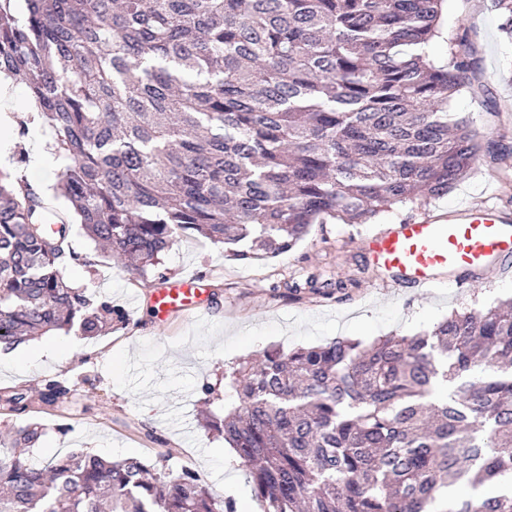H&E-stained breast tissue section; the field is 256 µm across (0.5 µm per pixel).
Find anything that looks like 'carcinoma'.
<instances>
[{
    "mask_svg": "<svg viewBox=\"0 0 512 512\" xmlns=\"http://www.w3.org/2000/svg\"><path fill=\"white\" fill-rule=\"evenodd\" d=\"M445 0H0V75L23 79L65 162L57 192L87 236L142 278L197 233L234 260L274 257L315 224H366L448 194L482 143L449 110L472 48L429 58ZM0 176V350L125 323L67 280L70 225ZM339 272L285 282L331 296ZM238 404L208 428L249 467L264 512H512V302L416 335L349 338L245 358ZM48 380L3 411L71 407ZM37 423L0 440V512H236L191 473L84 450L21 458ZM461 480L474 493L448 499Z\"/></svg>",
    "mask_w": 512,
    "mask_h": 512,
    "instance_id": "obj_1",
    "label": "carcinoma"
}]
</instances>
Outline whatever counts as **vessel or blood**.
Masks as SVG:
<instances>
[{
    "label": "vessel or blood",
    "instance_id": "b4317fda",
    "mask_svg": "<svg viewBox=\"0 0 512 512\" xmlns=\"http://www.w3.org/2000/svg\"><path fill=\"white\" fill-rule=\"evenodd\" d=\"M363 245L393 281L423 293L439 287L442 273L466 277L501 271L512 259V216L493 204L469 206L448 217L404 221L367 236ZM158 326L170 319L200 317L209 310V291L197 274L167 280L150 298Z\"/></svg>",
    "mask_w": 512,
    "mask_h": 512
}]
</instances>
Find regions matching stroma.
<instances>
[{
    "instance_id": "1",
    "label": "stroma",
    "mask_w": 512,
    "mask_h": 512,
    "mask_svg": "<svg viewBox=\"0 0 512 512\" xmlns=\"http://www.w3.org/2000/svg\"><path fill=\"white\" fill-rule=\"evenodd\" d=\"M476 2L482 15L478 22L462 12L460 0H447L432 53L444 62L451 40L462 38L472 45L475 79L453 99L452 109L494 148L481 155L448 195L425 208L395 207L366 224H317L292 251L264 260H228L223 245L188 234L162 254L159 276L145 282L108 258L80 224H73L75 258L65 265L67 279L73 287L110 300L127 321L93 339L75 331L46 334L37 338V345L63 347V354L49 351L26 370L0 365V390L20 385L34 389L47 379L81 384L80 408L71 416L27 411L9 417L16 426L43 425L45 435L31 452L33 460L44 464L60 452L81 448L108 460L145 457L176 473L190 459L216 493L235 499L237 512H263L247 467L200 415L205 408L220 416L225 407L234 406L235 396L224 391L225 371L268 349L289 351L338 337L368 343L395 333H422L452 311L512 298V274H490L462 286L447 276L429 294L384 284L361 243L364 235L428 212L444 217L486 202L512 212V86L503 78L512 43L502 31L496 0ZM339 271L359 278V287L323 297L293 295L283 286L293 277L326 279ZM184 272L199 274L204 287L215 292L208 317L157 328L151 294L162 279ZM206 383L214 388L207 400L199 392Z\"/></svg>"
}]
</instances>
